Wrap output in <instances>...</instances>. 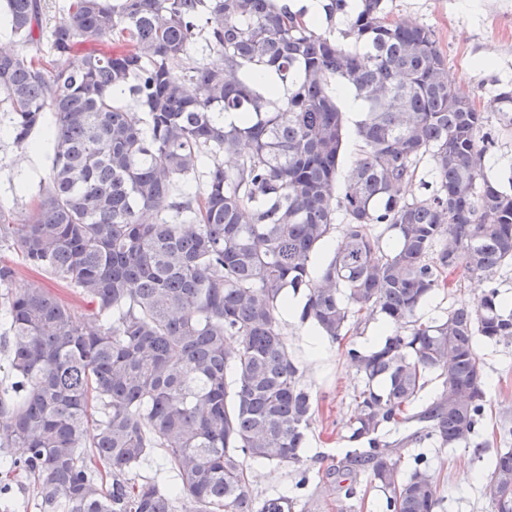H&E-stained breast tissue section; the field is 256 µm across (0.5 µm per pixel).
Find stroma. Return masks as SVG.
I'll return each mask as SVG.
<instances>
[{
    "mask_svg": "<svg viewBox=\"0 0 512 512\" xmlns=\"http://www.w3.org/2000/svg\"><path fill=\"white\" fill-rule=\"evenodd\" d=\"M392 15L435 30L439 47L448 59V78L471 94L478 108L486 111L495 141L485 157L489 177L500 184L512 179V134L501 131L498 115L491 109L497 88L512 85V0H392ZM24 153L13 146L8 134L0 135V205L8 209L12 223H25L31 198L17 196L15 179ZM487 284L473 279L459 288H449L428 299L419 311L428 320L450 309L476 304ZM285 340L310 389L316 420L305 450L309 480L299 485L298 476L285 465L262 464L253 470L252 489L258 497L284 495L294 499L297 512H336L346 502L348 512H384L380 495L365 475H358L354 497H345L336 484L324 479L351 449L346 439L355 396L362 386L358 375L346 365V343L366 344L376 321L350 331L346 341L325 340L324 355L310 360L299 340L307 325L296 320L282 323ZM488 407L482 436L489 446L485 461H477L472 449H428L440 480L441 501L437 512H490L481 486L489 474L488 460L499 441L492 431L501 421L512 420V345L481 346Z\"/></svg>",
    "mask_w": 512,
    "mask_h": 512,
    "instance_id": "35a3bbf8",
    "label": "stroma"
}]
</instances>
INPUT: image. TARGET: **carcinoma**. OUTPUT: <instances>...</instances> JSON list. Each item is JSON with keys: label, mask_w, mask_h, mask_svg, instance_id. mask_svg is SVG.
Masks as SVG:
<instances>
[{"label": "carcinoma", "mask_w": 512, "mask_h": 512, "mask_svg": "<svg viewBox=\"0 0 512 512\" xmlns=\"http://www.w3.org/2000/svg\"><path fill=\"white\" fill-rule=\"evenodd\" d=\"M3 8L7 132L51 164L26 223L0 211V243L90 310L77 318L39 280L13 290L0 264V466L29 481L36 512H293L251 485L265 462L308 480L312 399L280 320L301 291L299 320L333 340L376 316L391 326L345 349L363 386L337 474H367L385 512H437L427 454L404 473L402 451H483L478 347L512 343V306L491 287L440 319L418 312L456 273L512 267V191L484 171L488 116L448 83L435 31L390 18L387 0H321L324 28L278 0H68L47 31L40 0ZM195 48L219 62L190 65ZM335 81L361 102L352 127ZM493 108L512 128L511 89ZM425 167L426 193L406 199ZM495 435L482 491L512 512V423ZM158 449L172 485L140 473ZM360 154V143L354 138H349L342 151L341 162L338 174V186L341 187L353 167L355 160Z\"/></svg>", "instance_id": "obj_1"}]
</instances>
